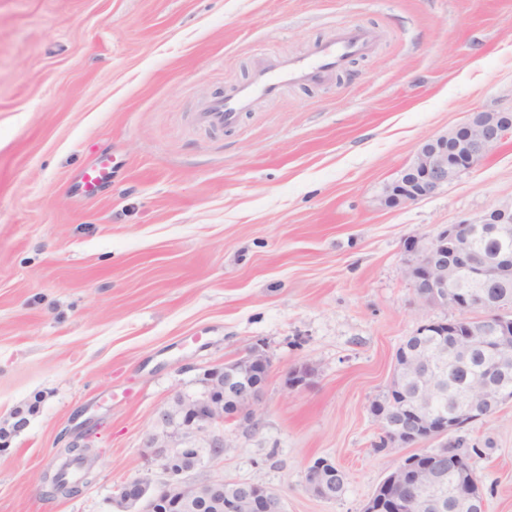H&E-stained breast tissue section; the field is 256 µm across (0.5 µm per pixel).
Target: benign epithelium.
<instances>
[{
	"mask_svg": "<svg viewBox=\"0 0 512 512\" xmlns=\"http://www.w3.org/2000/svg\"><path fill=\"white\" fill-rule=\"evenodd\" d=\"M509 136L512 118L507 113H471L465 124L422 143L411 162L384 186L385 203L399 205L432 194L478 166ZM474 223L512 224V202L493 206ZM468 225V221L450 224L433 235L413 236L406 243L407 273L419 297L456 312L448 321L421 325L417 335L448 338L441 353L444 360L491 349L495 362L474 381L466 412L453 411L438 417L429 404L435 381L442 377L441 362L419 346L402 344L396 352L395 366L400 374L417 380L415 396H407L398 384L389 387L386 399L371 403L372 414L392 443L412 445L454 433L470 422L494 416L512 401V391L502 385L512 373V301L487 312L481 329L471 324V314L486 306L488 289L512 278V259L479 257L468 243ZM468 272L477 287L448 291ZM267 374V359L253 347L245 356L205 372L200 391L180 393L168 401L143 441L147 460L159 462L166 479L157 483L140 478L126 482L115 499L118 507L124 512H181L196 501L211 498L224 512H284L282 497L257 484L247 483L242 486V495L221 501L217 496L226 484L224 479L199 482L191 477L192 470L182 465L190 451L199 456L205 452L210 459L224 455L228 447L224 420L251 422ZM313 374L310 365L301 364L289 372L286 384L290 389L301 388ZM452 470L468 471L469 462L418 453L383 480V487L373 494L363 512H404L410 497L430 512H444L441 491ZM336 471L338 467L328 458L310 462L305 470L307 491L323 500L335 499L339 490ZM456 495L469 512H487L486 499L475 477L459 486Z\"/></svg>",
	"mask_w": 512,
	"mask_h": 512,
	"instance_id": "benign-epithelium-1",
	"label": "benign epithelium"
}]
</instances>
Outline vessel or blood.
I'll list each match as a JSON object with an SVG mask.
<instances>
[{"label":"vessel or blood","instance_id":"obj_1","mask_svg":"<svg viewBox=\"0 0 512 512\" xmlns=\"http://www.w3.org/2000/svg\"><path fill=\"white\" fill-rule=\"evenodd\" d=\"M375 47L376 36L371 30L339 26L335 36L316 44L307 55L275 59L256 69L231 93L212 97L196 113L195 122L210 132H223L235 125L243 113L251 111L257 101L279 96L288 85L323 83L352 59L370 54Z\"/></svg>","mask_w":512,"mask_h":512}]
</instances>
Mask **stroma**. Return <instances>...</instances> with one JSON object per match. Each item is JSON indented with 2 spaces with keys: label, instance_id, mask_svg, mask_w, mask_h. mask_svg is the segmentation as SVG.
Instances as JSON below:
<instances>
[{
  "label": "stroma",
  "instance_id": "1",
  "mask_svg": "<svg viewBox=\"0 0 512 512\" xmlns=\"http://www.w3.org/2000/svg\"><path fill=\"white\" fill-rule=\"evenodd\" d=\"M340 23L377 48L223 136L194 123ZM477 110L512 113V0H0V512H117L123 483L163 477L142 448L158 410L253 347L255 423L225 422L196 478L363 512L413 452L382 445L370 405L405 339L453 316L416 293L405 243L511 201L512 137L418 201L387 207L383 187ZM461 436L488 512H512V403ZM74 445L90 484L47 496ZM319 457L345 473L335 500L305 487Z\"/></svg>",
  "mask_w": 512,
  "mask_h": 512
}]
</instances>
